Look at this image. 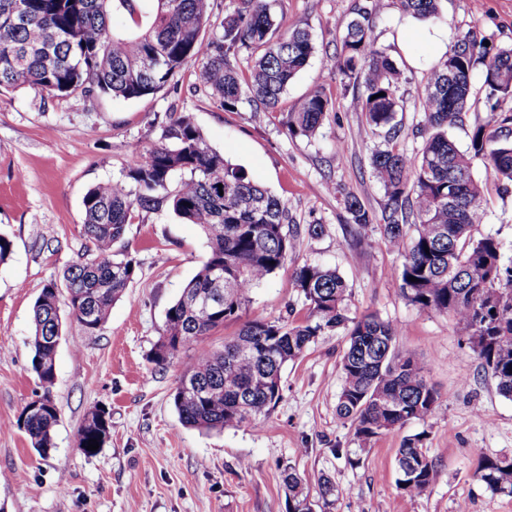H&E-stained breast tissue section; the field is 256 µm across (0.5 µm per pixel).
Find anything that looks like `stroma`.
<instances>
[{"label":"stroma","instance_id":"stroma-1","mask_svg":"<svg viewBox=\"0 0 512 512\" xmlns=\"http://www.w3.org/2000/svg\"><path fill=\"white\" fill-rule=\"evenodd\" d=\"M356 0H279L281 28H307L315 54L271 112L217 107L197 83L189 60L155 95L123 100L53 97L23 86L0 92V232L13 242L0 265V512H287L283 470L291 467L310 497L328 475L338 492L328 512H512V496L474 475L484 457L512 458V399L501 395L466 336L448 316L418 311L397 277L401 259L379 232L356 240L344 209L346 193L380 213L384 195L370 175L383 132L362 130L353 86L325 63L340 47ZM444 47L473 33L490 48L512 45V0H441L429 24L403 17L396 0H379L372 36L402 72L407 103L398 113L411 130V101ZM323 89L334 109L311 138L290 136L285 118L295 101ZM190 116L206 142L288 205L302 232L284 265L252 294L248 317L303 319L296 266L325 264L348 284L350 316L367 314L399 328L396 347L424 361L439 393L428 419L357 441L336 414L342 384L343 331L318 337L282 374V398L256 421L200 431L179 420L172 394L185 367L223 347L236 324L213 332L203 347L183 350L166 368L148 360L165 312L209 255L200 229L172 211L145 214L124 246L137 275L104 326L93 333L62 312L52 396L59 422L54 447L40 457L18 418L40 386L31 370L32 306L42 288L61 282L83 251L82 199L93 185L119 179L129 159L159 144L169 113ZM323 225L312 236L308 225ZM477 235L496 237L512 256V193H490ZM111 414L109 441L88 456L77 432L89 409ZM425 433L436 476L420 495L398 484L396 451Z\"/></svg>","mask_w":512,"mask_h":512}]
</instances>
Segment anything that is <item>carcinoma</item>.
Returning <instances> with one entry per match:
<instances>
[{"instance_id": "1", "label": "carcinoma", "mask_w": 512, "mask_h": 512, "mask_svg": "<svg viewBox=\"0 0 512 512\" xmlns=\"http://www.w3.org/2000/svg\"><path fill=\"white\" fill-rule=\"evenodd\" d=\"M142 0H0V90L24 85L55 96L85 95L140 99L161 91L191 59H202L200 85L228 112L242 103L261 112L275 108L313 52L311 33L281 30L276 0H239L219 23L215 37L201 31L214 17L212 0H156L144 16ZM402 13L425 22L440 19V0H398ZM378 0L354 8L341 38L339 72L356 87L353 109L363 129L385 132L384 145L370 158L372 178L384 191L381 217L371 214L354 194L344 198L351 233L365 238L380 227L384 242L401 258L400 290L418 310L446 314L462 327L499 392L512 398V257L492 235L477 238L489 189L473 178L482 163L497 187H512V116L498 112L512 98V47L490 53L484 41L467 35L427 72L413 108L421 113L418 130L428 133L422 148L409 155L399 148L403 130L397 114L401 72L372 38ZM121 12L134 27L110 28ZM250 59V75L240 80L235 63ZM485 67L488 111L476 124L467 150L448 131L462 126L471 108L473 75ZM332 112L330 99L316 89L298 99L288 113L291 136L310 138ZM163 142L131 157L120 179L91 187L82 200L85 253L63 275L65 291L47 284L33 305L31 369L42 391L30 403L53 402V337L61 336L60 304L89 332L107 321L136 274V261L115 249L142 212L163 208L197 225L207 239V260L167 308L151 361L163 368L177 354L202 345L210 332L229 322L238 332L220 351L185 368L173 397L181 421L201 430H222L268 414L282 398V371L319 336L342 328L348 336L340 368L342 385L336 414L351 420L355 436L367 443L385 431L429 417L438 392L420 360L396 350L398 327L373 315H347L346 284L336 270L305 264L294 284L309 306L300 322L247 317L254 288L279 270L300 233L288 205L254 182L240 166L206 142L188 116L171 119ZM223 303L190 305L196 295L218 291ZM417 281L412 282L410 278ZM21 427L42 457L53 448L57 407H24ZM112 422L93 407L78 430L77 447L104 445ZM415 434L397 450L398 479L410 496L435 478V463ZM475 476L491 490L512 496V458H483ZM288 512L314 506L295 470H284Z\"/></svg>"}]
</instances>
